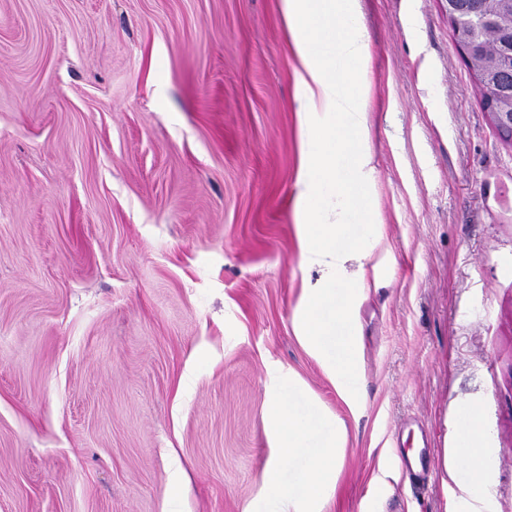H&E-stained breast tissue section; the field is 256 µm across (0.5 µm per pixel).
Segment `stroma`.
Wrapping results in <instances>:
<instances>
[{"label": "stroma", "instance_id": "stroma-1", "mask_svg": "<svg viewBox=\"0 0 512 512\" xmlns=\"http://www.w3.org/2000/svg\"><path fill=\"white\" fill-rule=\"evenodd\" d=\"M377 287L361 411L292 331L299 94L278 0H0V512H246L268 369L344 420L325 512H512V143L448 0H362ZM478 409L464 408L459 417V439L455 455L460 465L453 471V479L464 494V500L469 505V511H480L477 504L483 503L482 493L485 491L483 473L485 461L483 448H480L476 431L473 428Z\"/></svg>", "mask_w": 512, "mask_h": 512}]
</instances>
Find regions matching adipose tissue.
I'll return each mask as SVG.
<instances>
[{"mask_svg":"<svg viewBox=\"0 0 512 512\" xmlns=\"http://www.w3.org/2000/svg\"><path fill=\"white\" fill-rule=\"evenodd\" d=\"M288 44L297 59L300 165L296 238L303 269L294 334L348 405L360 382L354 291L376 281L370 257L382 236L368 111L371 54L360 0H279ZM268 453L263 488L248 512H325L336 494L346 448L343 420L291 369H269ZM459 417L453 479L469 507L482 503L485 462L474 422Z\"/></svg>","mask_w":512,"mask_h":512,"instance_id":"1","label":"adipose tissue"}]
</instances>
